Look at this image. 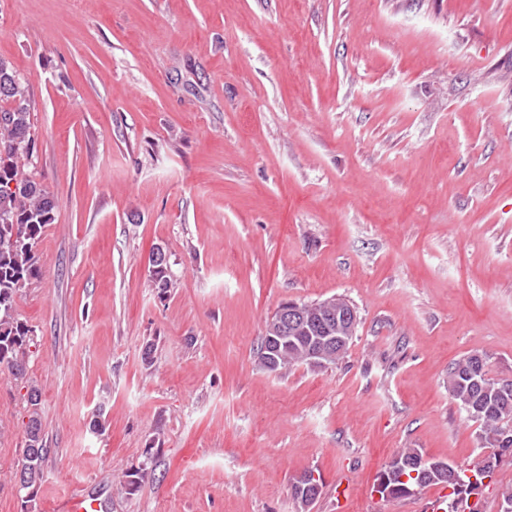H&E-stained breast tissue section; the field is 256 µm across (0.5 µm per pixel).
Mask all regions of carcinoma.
<instances>
[{"mask_svg":"<svg viewBox=\"0 0 512 512\" xmlns=\"http://www.w3.org/2000/svg\"><path fill=\"white\" fill-rule=\"evenodd\" d=\"M34 104L28 79L0 59V367L5 366L17 379L26 377L27 346L33 330L16 317L15 296L26 283L40 275L36 244L46 225L54 222L56 200L47 187L26 173L33 166ZM302 319L315 323L332 319L337 336H355L358 323L347 319L352 304L338 296L303 302ZM311 332L298 329L278 348L280 367L310 365ZM448 392L460 409L479 423L478 437L491 453L476 465H448V474L429 465L442 461L429 459L419 464L424 453L404 448L379 475L387 476L380 491L383 499L409 496L429 485H445L449 493L448 512H466V496L480 493L483 480L490 477L497 462L512 455V377L489 375L486 358L466 355L448 368ZM49 449L43 443L42 426L34 415L26 425V448L21 471L30 498L44 478L43 463ZM296 512H310L317 499L312 490L300 491L292 485Z\"/></svg>","mask_w":512,"mask_h":512,"instance_id":"carcinoma-1","label":"carcinoma"}]
</instances>
